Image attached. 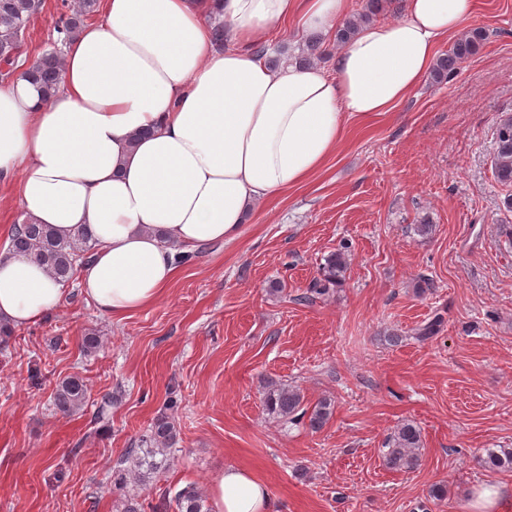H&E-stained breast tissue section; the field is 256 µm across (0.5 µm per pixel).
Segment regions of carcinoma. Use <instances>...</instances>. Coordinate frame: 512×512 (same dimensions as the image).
I'll return each mask as SVG.
<instances>
[{"instance_id": "carcinoma-1", "label": "carcinoma", "mask_w": 512, "mask_h": 512, "mask_svg": "<svg viewBox=\"0 0 512 512\" xmlns=\"http://www.w3.org/2000/svg\"><path fill=\"white\" fill-rule=\"evenodd\" d=\"M390 0H366L361 12L349 19L336 30V43L349 41L358 29L370 22L385 10ZM44 0H0V78L7 80L17 71V63L22 55L25 36L33 19L43 11ZM97 11V0H78L77 7L63 14L55 23L60 41L66 42L80 26ZM485 33L474 29L463 34L440 56L432 69L433 78L440 83L456 73L458 65L477 53ZM326 49L322 43L311 38L306 48L294 58L301 67H308L325 58ZM62 71V54L58 49L42 52L30 67L31 78L38 81L46 92L56 89ZM496 152L493 158V175L503 185H512V117L500 121L495 129ZM93 247L88 237H61L45 224H30L22 221L13 225L9 252L22 254L31 261L46 267L59 282L71 281L78 271V260H87ZM347 269V247L330 254L320 268V277L314 279L302 299L312 301L327 293L329 288L342 284ZM439 317L415 329V338L427 341L433 338L441 326ZM87 388L84 381L72 376L62 380L54 393L53 405L61 413H70L84 405ZM264 405L268 413L292 421L307 420L313 431L322 429L333 415V404L329 398H321L314 404H304L301 394L288 387L276 384L267 386L264 393ZM177 441V430L167 415L158 416L150 432L141 440V447L132 448L128 457L133 461V470L126 473L117 470L112 473L114 488L122 489L128 484V476L144 484L157 474L168 461L167 453ZM421 431L412 422L402 423L394 433L385 454L386 465L396 471H412L420 465ZM161 459H156V455ZM484 464L490 469L512 470V448H489ZM175 506L176 512H210L206 497L201 490L189 484L177 492L166 489L161 501L152 509H165Z\"/></svg>"}]
</instances>
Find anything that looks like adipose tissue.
<instances>
[{
	"instance_id": "1",
	"label": "adipose tissue",
	"mask_w": 512,
	"mask_h": 512,
	"mask_svg": "<svg viewBox=\"0 0 512 512\" xmlns=\"http://www.w3.org/2000/svg\"><path fill=\"white\" fill-rule=\"evenodd\" d=\"M475 8L403 0L399 19L361 27L331 69H273L258 50L277 27L330 32L349 0H99V22L65 46L55 95L19 73L0 86V187L16 189L28 222L88 232L84 293L125 320L162 298L179 253L234 240L258 205L322 167L348 120L402 102ZM63 295L46 268L0 255V325L32 324ZM208 492L213 512L271 509L237 467Z\"/></svg>"
}]
</instances>
